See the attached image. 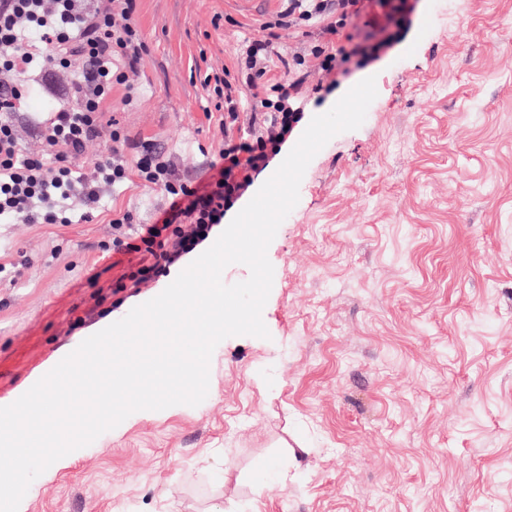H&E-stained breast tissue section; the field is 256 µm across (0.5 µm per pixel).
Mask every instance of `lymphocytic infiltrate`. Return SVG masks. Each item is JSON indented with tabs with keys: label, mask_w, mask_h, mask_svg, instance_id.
Returning a JSON list of instances; mask_svg holds the SVG:
<instances>
[{
	"label": "lymphocytic infiltrate",
	"mask_w": 512,
	"mask_h": 512,
	"mask_svg": "<svg viewBox=\"0 0 512 512\" xmlns=\"http://www.w3.org/2000/svg\"><path fill=\"white\" fill-rule=\"evenodd\" d=\"M365 8L366 0H282L233 67L206 72L204 85L220 113L221 162L206 165L195 181L178 176L155 141L135 143L133 154H125L120 128L100 122L114 86L126 84L147 50L136 0H0V77H12L0 80V223L75 224L99 207L103 187L136 181L159 189L166 206L136 245L150 261L130 274L134 284L150 281L223 224L280 153L302 119L296 100L308 66L331 73L368 59L371 47L331 44ZM311 26L316 32L304 51L284 60L292 80L267 79L281 31ZM61 72L72 75L61 90L62 104L36 120L38 150L24 151L15 133L19 106ZM93 138L103 139L107 152L86 175L73 160Z\"/></svg>",
	"instance_id": "1"
}]
</instances>
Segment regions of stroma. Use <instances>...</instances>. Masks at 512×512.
Instances as JSON below:
<instances>
[{
  "label": "stroma",
  "mask_w": 512,
  "mask_h": 512,
  "mask_svg": "<svg viewBox=\"0 0 512 512\" xmlns=\"http://www.w3.org/2000/svg\"><path fill=\"white\" fill-rule=\"evenodd\" d=\"M147 44L112 91L128 141L192 179L222 132L195 64L232 66L264 15L240 0H137ZM377 52L310 68L305 115L375 76L363 125L310 162L267 256L269 338L229 337L198 406L138 411L29 486L25 512H512V0H373ZM160 190H106L76 224H0V406L158 296L172 266L117 284L113 210L153 222Z\"/></svg>",
  "instance_id": "1"
}]
</instances>
